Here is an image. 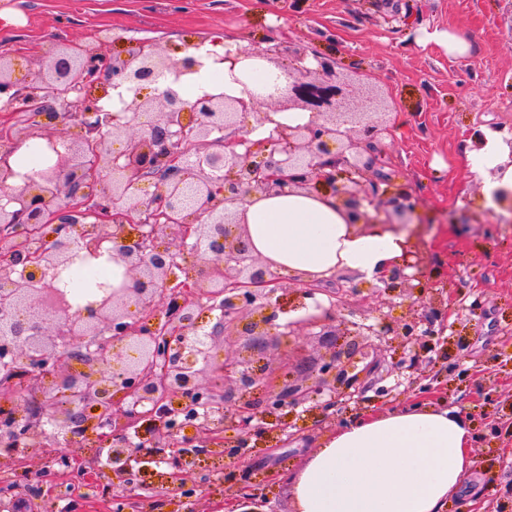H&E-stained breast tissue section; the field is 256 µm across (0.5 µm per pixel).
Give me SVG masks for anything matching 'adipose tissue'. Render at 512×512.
Returning <instances> with one entry per match:
<instances>
[{
	"mask_svg": "<svg viewBox=\"0 0 512 512\" xmlns=\"http://www.w3.org/2000/svg\"><path fill=\"white\" fill-rule=\"evenodd\" d=\"M214 70L212 78L184 77L183 98L217 88L242 96L244 87L265 79L268 67L246 60ZM485 138L483 147L467 151L466 162L491 203L499 191L512 190V168L498 134L489 131ZM239 212L256 255L293 277L328 278L348 267L370 279L402 253V234L354 228L329 195H256ZM471 444L457 409L415 405L340 426L288 486L297 512H444L470 475Z\"/></svg>",
	"mask_w": 512,
	"mask_h": 512,
	"instance_id": "1",
	"label": "adipose tissue"
}]
</instances>
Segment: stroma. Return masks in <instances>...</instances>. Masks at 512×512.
<instances>
[{
  "instance_id": "1",
  "label": "stroma",
  "mask_w": 512,
  "mask_h": 512,
  "mask_svg": "<svg viewBox=\"0 0 512 512\" xmlns=\"http://www.w3.org/2000/svg\"><path fill=\"white\" fill-rule=\"evenodd\" d=\"M16 21L0 26V50L15 75L37 69L47 47L73 43L109 59L140 41L157 43L171 58L222 36L229 47L266 48L277 35L291 48L334 54L343 67L379 84L390 105L391 132L381 144L379 169L408 183L422 199L425 224L405 229L426 261V272L447 296V319L436 348L417 375L399 369L404 348L377 351L370 389L358 404L339 398L335 418L315 422L296 410L287 434L258 445L240 461L260 477L283 480L268 490L264 512H293L285 481L300 470L340 424L420 402L457 408L473 441L471 478L446 512L473 501L475 512H512V436H496L512 422V223L492 217L480 184L465 163L471 136L482 127L512 128V0H8ZM107 31L108 40L98 38ZM454 31L472 46L469 58L450 57L429 41ZM357 289L345 308L338 343L356 330L375 303L352 269L336 273ZM322 328L303 332L290 356L269 350L264 361L280 377L313 374L324 354ZM379 386L390 388L376 397Z\"/></svg>"
}]
</instances>
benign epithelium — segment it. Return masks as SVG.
I'll list each match as a JSON object with an SVG mask.
<instances>
[{
    "label": "benign epithelium",
    "instance_id": "benign-epithelium-1",
    "mask_svg": "<svg viewBox=\"0 0 512 512\" xmlns=\"http://www.w3.org/2000/svg\"><path fill=\"white\" fill-rule=\"evenodd\" d=\"M268 42L260 51H227L220 62L233 68L254 58L278 67L288 55L286 88L271 111L297 109L310 120L278 123L259 141L244 128L270 121L260 111V94L205 93L190 103L167 86L141 96L157 75L168 72L177 82L195 72L201 65L195 55L173 60L157 44L140 42L105 63L71 45H51L38 71L19 81L10 54L0 53L3 107L33 112L30 124L0 131V232L15 237L0 241V370L27 373L38 393L35 407L23 395L22 404L4 403L1 459H11L12 447L25 448L22 465L46 456V425L53 419L64 427L55 458L68 467L71 457L61 445L70 447L95 428L112 437V467L97 471L98 488L113 496L118 512L135 498L131 483L145 461L159 468L157 492L180 508L198 457L218 451L241 459L252 440L286 433L287 412L314 402L329 411L337 397L355 398L367 388L366 359L383 345L411 346L401 362L408 370L434 351L435 322L446 313L443 289L428 282L424 257L408 239L399 261L368 284L376 298L372 323L358 327L349 343H327L316 374L280 385L264 368L243 374L251 356L226 353L228 336L252 337L254 353L280 347L285 337L335 319L343 304H317L280 330L281 305L272 301L278 277L252 253L238 221L237 208L249 197L325 190L354 225L383 230L394 224L368 208L404 216L418 206L408 184L375 172L389 111L379 91L356 86L355 75L330 54L293 50L272 34ZM97 85L133 92L123 114L105 110L103 96L84 92ZM131 124L137 132L125 136L120 150L112 148ZM60 126L75 129L63 152L46 133ZM37 137L45 140L49 163L21 174L15 157ZM163 229L173 231L175 243H157ZM186 252L198 271L179 282L175 269ZM78 257L121 261L134 287L105 285L76 301L61 277ZM425 296L427 305L415 309ZM206 301L220 314L200 348ZM396 304L410 316L390 320L386 310ZM255 385L265 388L258 401L244 394ZM142 421L154 429L136 442L127 431ZM189 428L196 435H185ZM278 477L224 471L239 502L256 507Z\"/></svg>",
    "mask_w": 512,
    "mask_h": 512
}]
</instances>
